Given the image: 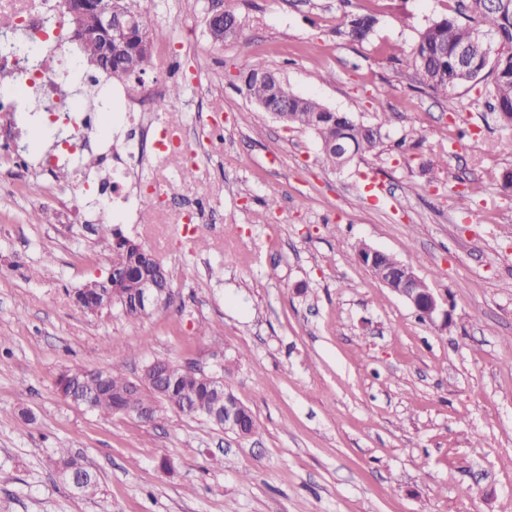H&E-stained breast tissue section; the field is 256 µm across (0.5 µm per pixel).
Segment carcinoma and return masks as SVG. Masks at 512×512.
<instances>
[{
  "instance_id": "cac0c4a2",
  "label": "carcinoma",
  "mask_w": 512,
  "mask_h": 512,
  "mask_svg": "<svg viewBox=\"0 0 512 512\" xmlns=\"http://www.w3.org/2000/svg\"><path fill=\"white\" fill-rule=\"evenodd\" d=\"M455 2V14L428 25L420 33L412 50L404 56V61L414 69L422 84L444 95L464 84L492 77L489 107L496 112L499 120L512 124V15L486 7L483 0ZM375 24L376 19L369 15H346L341 19L340 27L352 40L363 42L372 36ZM480 30L492 32L502 50L494 57L478 52L470 64L459 66L454 57L455 49L473 42ZM210 37L218 44L232 40L242 53L249 54V41L241 36L230 15L224 17V28L216 29ZM166 39L163 30H151L146 26L119 34L117 40L121 49L112 54V63L105 70L108 78L123 81L147 74L154 67L156 45ZM99 50L100 38L93 30L88 37L78 40V52L88 61L97 59ZM244 89L249 99L264 103L270 111L283 113L281 124L285 128L313 132L321 146L320 161L328 167H347L376 150L382 142L383 124H359L346 115L331 111L314 97L293 92L282 81L274 80L271 71L259 58H251ZM100 233L112 235V269L116 278L86 283L75 291L73 300L87 312H100L104 300L99 290L114 287L119 289L114 295V303L121 305L127 316L140 318L148 314L149 310L137 309L132 305L133 290L144 273L161 270L164 279H169L165 267L120 231L110 232L102 225ZM353 256L365 265L373 264L375 268L398 262L397 258L386 252L370 255L364 243L354 247ZM151 364L164 370L170 368L172 372L164 378H157L152 372H143L134 387L130 380L110 371L93 373L80 368L68 369L58 375L56 390L64 397L69 394L70 387L81 388L91 395L89 409L105 416L118 412L120 403L156 410L160 404L167 403L186 416L210 421L216 390H222L224 397L231 402L237 400L224 381L216 385L206 377L173 368L164 359L157 358ZM51 463L64 480L78 489L89 492L96 488L95 474L68 449H56Z\"/></svg>"
}]
</instances>
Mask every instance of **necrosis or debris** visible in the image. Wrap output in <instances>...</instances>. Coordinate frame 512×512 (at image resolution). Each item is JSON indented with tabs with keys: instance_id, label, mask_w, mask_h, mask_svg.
<instances>
[{
	"instance_id": "4bbe7bcc",
	"label": "necrosis or debris",
	"mask_w": 512,
	"mask_h": 512,
	"mask_svg": "<svg viewBox=\"0 0 512 512\" xmlns=\"http://www.w3.org/2000/svg\"><path fill=\"white\" fill-rule=\"evenodd\" d=\"M0 10L16 17L27 38L25 51L15 54L0 52V71L14 80L16 86L36 90L35 97L22 105L14 95L0 93V178L25 184L29 181V165L14 148L22 134L17 119L19 107L50 113L69 124L71 132L63 147L72 156L90 149L93 133L106 124L108 115L79 111L76 103L65 98L57 81L58 63L71 58L76 50L75 36L66 19V0H0ZM165 95V85L157 83L127 96L129 136L142 140L147 138L151 128L150 116L159 111ZM142 159L143 155L138 151L130 152L125 158L101 152L99 210L111 209L114 202L123 200L126 171L141 163Z\"/></svg>"
}]
</instances>
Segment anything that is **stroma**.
Wrapping results in <instances>:
<instances>
[{
	"label": "stroma",
	"mask_w": 512,
	"mask_h": 512,
	"mask_svg": "<svg viewBox=\"0 0 512 512\" xmlns=\"http://www.w3.org/2000/svg\"><path fill=\"white\" fill-rule=\"evenodd\" d=\"M223 3L293 91L359 123L388 115L383 142L322 166L312 132L284 130L247 98L237 44L210 38L212 0H141L183 74L153 131L186 128L198 166L187 179L149 153L129 201L105 215L87 185L101 170L87 168L71 185L79 210H63L38 166L59 132L32 116L19 141L32 187L0 194V512H512V125L490 110L487 82L443 96L403 61L455 0ZM347 14L376 18L370 40L338 30ZM148 181L172 190L166 216L144 211ZM198 201L214 223L182 224V205ZM40 208L48 222H31ZM88 219L164 265L168 307L133 319L73 302L112 265ZM361 242L413 263L447 326L420 320L355 261ZM156 358L225 377L255 432L168 406L153 423L103 417L55 388L67 368L132 379ZM57 448L87 458L97 495L51 470Z\"/></svg>",
	"instance_id": "1"
}]
</instances>
